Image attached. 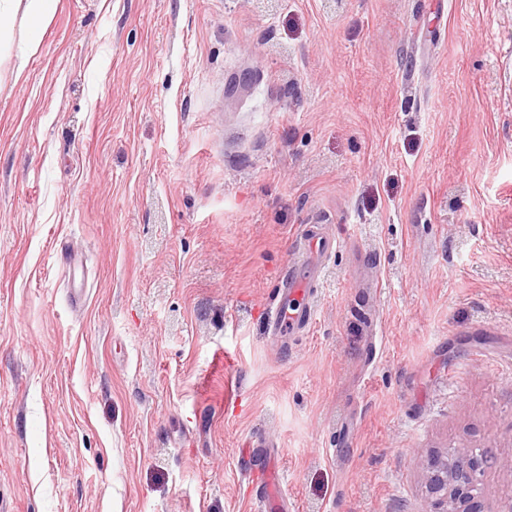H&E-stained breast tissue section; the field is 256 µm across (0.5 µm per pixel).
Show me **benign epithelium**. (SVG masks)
<instances>
[{
  "label": "benign epithelium",
  "instance_id": "1",
  "mask_svg": "<svg viewBox=\"0 0 512 512\" xmlns=\"http://www.w3.org/2000/svg\"><path fill=\"white\" fill-rule=\"evenodd\" d=\"M492 462L486 449H450L421 461L427 493L423 512H482L477 486Z\"/></svg>",
  "mask_w": 512,
  "mask_h": 512
}]
</instances>
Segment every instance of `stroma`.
<instances>
[{
  "label": "stroma",
  "instance_id": "1",
  "mask_svg": "<svg viewBox=\"0 0 512 512\" xmlns=\"http://www.w3.org/2000/svg\"><path fill=\"white\" fill-rule=\"evenodd\" d=\"M312 324L270 318L309 225ZM512 512V0H56L0 54V512ZM493 462L486 449L447 450L420 462L426 488L423 512H483L477 486Z\"/></svg>",
  "mask_w": 512,
  "mask_h": 512
}]
</instances>
